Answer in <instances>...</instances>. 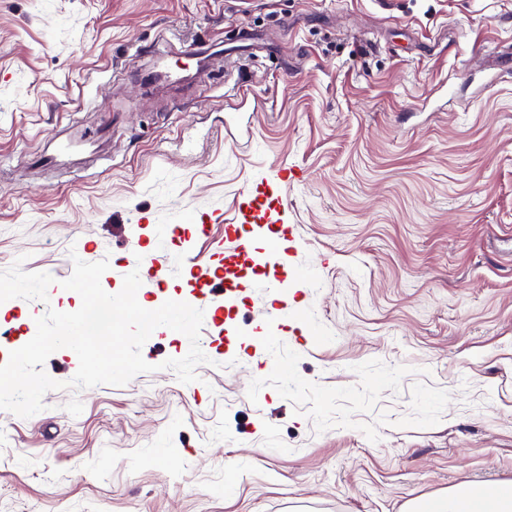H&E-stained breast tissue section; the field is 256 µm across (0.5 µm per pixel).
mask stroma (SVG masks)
<instances>
[{
	"instance_id": "stroma-1",
	"label": "stroma",
	"mask_w": 512,
	"mask_h": 512,
	"mask_svg": "<svg viewBox=\"0 0 512 512\" xmlns=\"http://www.w3.org/2000/svg\"><path fill=\"white\" fill-rule=\"evenodd\" d=\"M243 24L249 58L139 81ZM511 44L512 0H0V364L80 308L76 257L111 294L166 264L141 299L195 301L281 162L300 237L283 294L269 265L197 301V381L162 326L152 372L0 410V512H406L512 482Z\"/></svg>"
}]
</instances>
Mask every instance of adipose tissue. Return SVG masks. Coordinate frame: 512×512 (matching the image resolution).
Wrapping results in <instances>:
<instances>
[{
    "mask_svg": "<svg viewBox=\"0 0 512 512\" xmlns=\"http://www.w3.org/2000/svg\"><path fill=\"white\" fill-rule=\"evenodd\" d=\"M408 512H512V482L490 488L462 482L446 493L413 501Z\"/></svg>",
    "mask_w": 512,
    "mask_h": 512,
    "instance_id": "1",
    "label": "adipose tissue"
}]
</instances>
